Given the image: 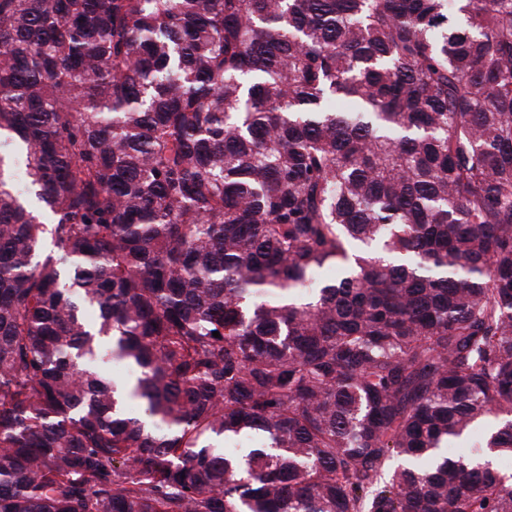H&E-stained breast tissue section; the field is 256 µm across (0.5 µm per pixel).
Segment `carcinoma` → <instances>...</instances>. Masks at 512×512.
Here are the masks:
<instances>
[{"instance_id": "carcinoma-1", "label": "carcinoma", "mask_w": 512, "mask_h": 512, "mask_svg": "<svg viewBox=\"0 0 512 512\" xmlns=\"http://www.w3.org/2000/svg\"><path fill=\"white\" fill-rule=\"evenodd\" d=\"M484 423L512 0H0V512H512Z\"/></svg>"}]
</instances>
